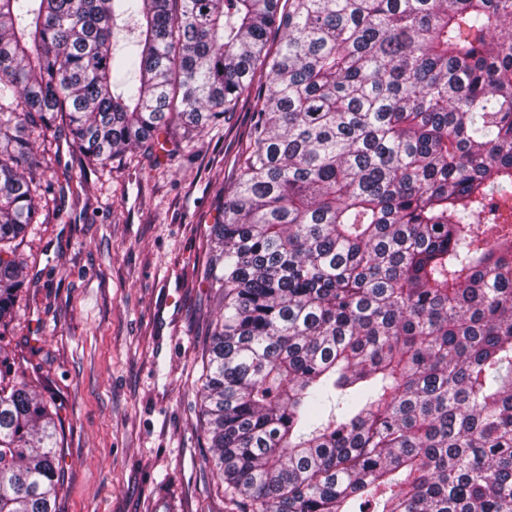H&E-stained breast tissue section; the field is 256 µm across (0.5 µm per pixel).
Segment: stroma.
Masks as SVG:
<instances>
[{"instance_id":"stroma-1","label":"stroma","mask_w":512,"mask_h":512,"mask_svg":"<svg viewBox=\"0 0 512 512\" xmlns=\"http://www.w3.org/2000/svg\"><path fill=\"white\" fill-rule=\"evenodd\" d=\"M222 127L96 169L68 140L36 144L49 204L16 251L26 261L8 358L58 412L59 512H224L198 402L205 329L218 309L194 269L221 220L252 123ZM179 348H172V335Z\"/></svg>"}]
</instances>
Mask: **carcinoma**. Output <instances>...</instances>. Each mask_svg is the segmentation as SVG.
Returning <instances> with one entry per match:
<instances>
[{
  "instance_id": "carcinoma-1",
  "label": "carcinoma",
  "mask_w": 512,
  "mask_h": 512,
  "mask_svg": "<svg viewBox=\"0 0 512 512\" xmlns=\"http://www.w3.org/2000/svg\"><path fill=\"white\" fill-rule=\"evenodd\" d=\"M254 90L196 267L226 512H512V0H0V323L33 138L105 167ZM56 417L0 378V512H56Z\"/></svg>"
}]
</instances>
